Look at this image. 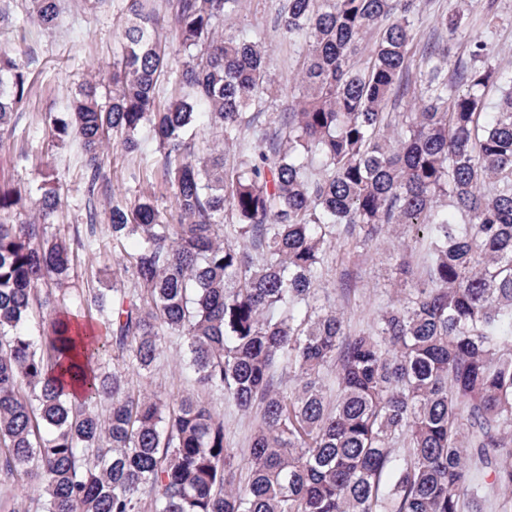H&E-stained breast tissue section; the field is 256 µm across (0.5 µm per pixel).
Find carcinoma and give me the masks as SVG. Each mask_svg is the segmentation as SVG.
I'll use <instances>...</instances> for the list:
<instances>
[{
	"instance_id": "carcinoma-1",
	"label": "carcinoma",
	"mask_w": 512,
	"mask_h": 512,
	"mask_svg": "<svg viewBox=\"0 0 512 512\" xmlns=\"http://www.w3.org/2000/svg\"><path fill=\"white\" fill-rule=\"evenodd\" d=\"M165 2L127 0L112 68L46 135L78 141L94 196L109 151L147 132L169 215L112 203V247H137L72 311L61 285L96 249L94 216L57 236L53 175L30 217L0 187V486L42 485L36 512H512V70L477 41L453 76L444 46L413 111L388 112L416 0H280L276 31L306 46L295 103L252 112L273 59L263 31H224L239 0ZM61 10L29 0L45 31ZM29 92L0 47V135ZM400 224L419 237L399 270L423 244L425 273L352 331L320 301L329 257ZM171 337L190 381L174 400L131 380ZM224 403L249 420L245 448Z\"/></svg>"
}]
</instances>
